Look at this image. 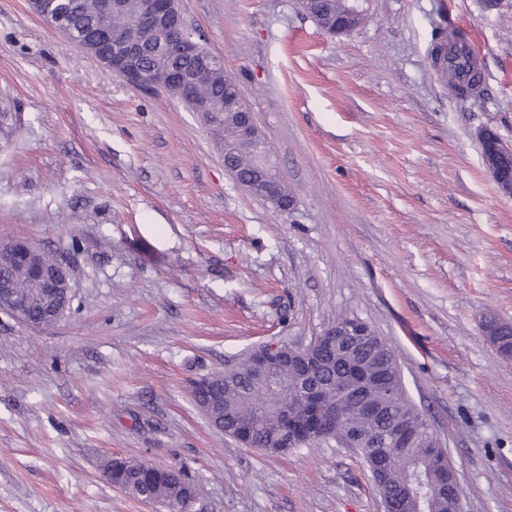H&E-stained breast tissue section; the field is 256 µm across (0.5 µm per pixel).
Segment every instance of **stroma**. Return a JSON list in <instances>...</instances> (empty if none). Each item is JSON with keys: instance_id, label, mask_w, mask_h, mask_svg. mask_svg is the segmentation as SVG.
Listing matches in <instances>:
<instances>
[{"instance_id": "35a3bbf8", "label": "stroma", "mask_w": 512, "mask_h": 512, "mask_svg": "<svg viewBox=\"0 0 512 512\" xmlns=\"http://www.w3.org/2000/svg\"><path fill=\"white\" fill-rule=\"evenodd\" d=\"M368 0L331 36L300 0H179L224 59L296 200L277 212L224 169L199 115L144 94L0 0V240L69 267L43 330L0 310V512H165L115 488L112 458L180 466L186 512H382L335 441L269 455L213 428L193 381L256 346L368 322L448 450L463 512H512V198L477 135L512 144V0ZM461 28L484 93L429 58ZM490 130H483L479 134V142L480 146L482 148V153L485 158V161L487 163L488 169L490 170V173L492 177L494 178L495 182L497 183V186L500 190V192L507 197L512 196V182L511 184L504 186L502 181L500 180V176L495 168L494 165V156L497 152H509L512 153V146L511 144H506L503 140L496 139L494 140V145L492 147H487V136L489 134ZM487 152L491 155L492 161L489 158ZM483 331L501 354L512 356V323L489 317L483 324Z\"/></svg>"}]
</instances>
